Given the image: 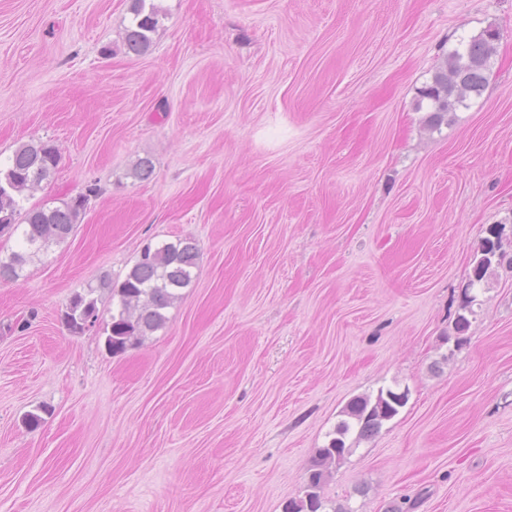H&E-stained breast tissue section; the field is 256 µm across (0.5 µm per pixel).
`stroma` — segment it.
Returning <instances> with one entry per match:
<instances>
[{"label": "stroma", "instance_id": "1", "mask_svg": "<svg viewBox=\"0 0 512 512\" xmlns=\"http://www.w3.org/2000/svg\"><path fill=\"white\" fill-rule=\"evenodd\" d=\"M154 2L136 57L129 0H0V157H61L25 207L97 189L0 279V512H282L382 388L408 401L331 506L512 512V0ZM488 28L485 90L430 129L420 90ZM496 224L502 262L449 350ZM179 237L198 265L162 328L111 354L105 301L66 329L88 282ZM130 0L129 11L132 14V21L124 30V44L128 50L135 55L146 54L152 44L154 34L163 18L160 7L152 0ZM473 289L474 288L471 289L469 295H466L463 292V298L460 306L462 312L457 315L454 326V335L445 336L446 343L449 344L452 342L453 344V349L449 347V350L453 351L458 349L467 342L468 337L465 335L471 325V319L469 317L474 318L476 316L474 306L479 304L477 303V294L473 293Z\"/></svg>", "mask_w": 512, "mask_h": 512}]
</instances>
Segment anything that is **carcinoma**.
<instances>
[{
	"mask_svg": "<svg viewBox=\"0 0 512 512\" xmlns=\"http://www.w3.org/2000/svg\"><path fill=\"white\" fill-rule=\"evenodd\" d=\"M132 21L124 30V44L135 55L147 53L154 34L163 18L160 7L147 0H130ZM498 38L489 28L477 36L459 40L449 53L444 69L435 73L432 82L421 90V100L429 103L427 123L437 130L471 95L482 94L486 72ZM59 164L55 147L48 142L19 145L0 165V235L15 237L17 249L0 255V279L17 280L24 276L27 265L47 253L53 244L63 242L75 229L85 212L89 197L96 188L63 199L58 206L44 204L26 209L23 196L41 188ZM154 171L151 159L141 158L131 169V176L140 181L149 179ZM502 225L489 229L482 239L470 276V283L483 286L501 258ZM198 248L190 237L164 242L156 247L146 244L124 279L104 280L98 286L89 285L75 294L62 314V322L73 334H81L99 321V290L108 288L117 300L110 323L104 328L105 344L111 354H121L128 346L162 327L167 320L165 310L182 298V290L193 282ZM477 294L463 295L454 335L445 337L453 344L443 359L467 342L466 332L471 318L476 316ZM405 402L393 396V390L381 389L376 398L369 396L351 400L342 410L343 419L337 424L328 442L317 449L308 468L301 494L288 500L283 512H326L324 487L336 469L353 452L348 442L351 433L357 438L375 435L383 422L394 418Z\"/></svg>",
	"mask_w": 512,
	"mask_h": 512,
	"instance_id": "obj_1",
	"label": "carcinoma"
}]
</instances>
